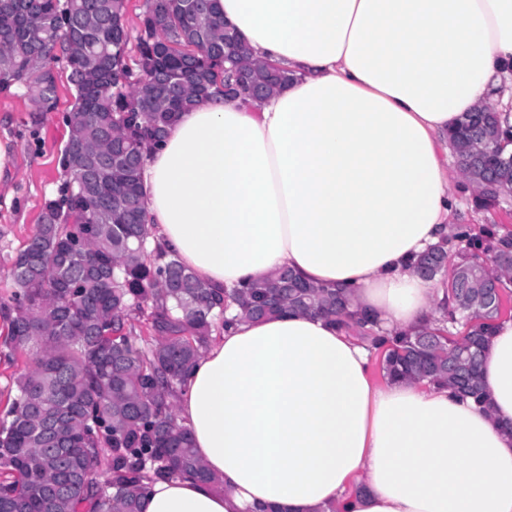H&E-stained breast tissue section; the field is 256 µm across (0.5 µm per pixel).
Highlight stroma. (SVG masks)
Returning a JSON list of instances; mask_svg holds the SVG:
<instances>
[{
	"label": "stroma",
	"instance_id": "obj_1",
	"mask_svg": "<svg viewBox=\"0 0 512 512\" xmlns=\"http://www.w3.org/2000/svg\"><path fill=\"white\" fill-rule=\"evenodd\" d=\"M58 104L54 111L37 114L25 90L0 92V143L9 148L0 169V300L9 299V270L40 219L45 199L54 197L61 183L58 160L69 138L65 116L74 98L63 68L55 70ZM450 190L459 202L456 224L472 230H512V200L481 208L476 192L463 180H452Z\"/></svg>",
	"mask_w": 512,
	"mask_h": 512
}]
</instances>
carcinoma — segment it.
Wrapping results in <instances>:
<instances>
[{
  "label": "carcinoma",
  "mask_w": 512,
  "mask_h": 512,
  "mask_svg": "<svg viewBox=\"0 0 512 512\" xmlns=\"http://www.w3.org/2000/svg\"><path fill=\"white\" fill-rule=\"evenodd\" d=\"M121 0H0V91L26 89L34 111L56 107L54 67L64 62L74 90L66 122L70 136L59 158L63 182L44 202L40 224L13 258L10 302L0 304L9 325L11 354L37 347L16 379V392L0 420V512H141L156 479L218 478L197 458L174 399L210 340L216 315L232 299L239 316L261 320L285 308L318 313L357 334L366 319L336 315V291L307 283L281 268L248 288L216 292L160 246L147 249L145 225L112 217V195L139 190V169L121 166L86 196L82 179L97 172L76 167L85 151L112 159L113 146L144 157L178 113L223 90L214 68L224 65V25L209 0L189 10L169 0L157 17L152 3L137 38V71L126 63L130 35ZM192 45L196 55L164 52L165 44ZM239 59L251 79H268L266 66ZM454 149L472 156L483 145L499 163L500 186L512 189V134L495 112L466 114L451 131ZM458 241L512 268V239L488 243L466 234ZM148 312L154 335L131 323ZM473 341L426 329L397 336L383 356L388 377L429 379L461 396L485 402L480 371L467 382L448 376V353ZM106 491L95 479L103 451Z\"/></svg>",
  "instance_id": "carcinoma-1"
}]
</instances>
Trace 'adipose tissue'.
Segmentation results:
<instances>
[{
  "label": "adipose tissue",
  "instance_id": "adipose-tissue-1",
  "mask_svg": "<svg viewBox=\"0 0 512 512\" xmlns=\"http://www.w3.org/2000/svg\"><path fill=\"white\" fill-rule=\"evenodd\" d=\"M212 5L289 80L180 112L140 174L150 244L215 288L288 267L385 332L445 325L448 281L416 260L455 231L449 131L489 104L512 130V0ZM480 375L482 405L377 380L323 316L236 321L175 400L223 488L158 480L143 512H512V318Z\"/></svg>",
  "mask_w": 512,
  "mask_h": 512
}]
</instances>
